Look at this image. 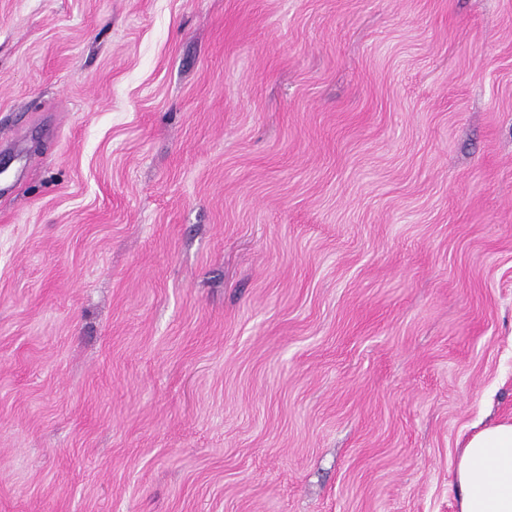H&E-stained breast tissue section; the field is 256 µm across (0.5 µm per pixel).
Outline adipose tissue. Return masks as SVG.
<instances>
[{
  "mask_svg": "<svg viewBox=\"0 0 512 512\" xmlns=\"http://www.w3.org/2000/svg\"><path fill=\"white\" fill-rule=\"evenodd\" d=\"M458 512H512V421L473 433L458 457Z\"/></svg>",
  "mask_w": 512,
  "mask_h": 512,
  "instance_id": "obj_1",
  "label": "adipose tissue"
}]
</instances>
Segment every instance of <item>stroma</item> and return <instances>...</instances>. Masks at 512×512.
I'll list each match as a JSON object with an SVG mask.
<instances>
[{"instance_id":"1","label":"stroma","mask_w":512,"mask_h":512,"mask_svg":"<svg viewBox=\"0 0 512 512\" xmlns=\"http://www.w3.org/2000/svg\"><path fill=\"white\" fill-rule=\"evenodd\" d=\"M512 419V0H0V512H457Z\"/></svg>"}]
</instances>
